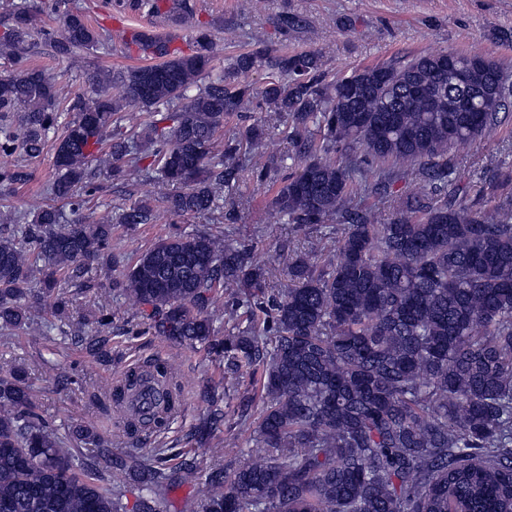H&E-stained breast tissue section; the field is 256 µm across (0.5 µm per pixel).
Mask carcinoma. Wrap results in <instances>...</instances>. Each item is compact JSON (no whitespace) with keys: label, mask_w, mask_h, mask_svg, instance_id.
Instances as JSON below:
<instances>
[{"label":"carcinoma","mask_w":512,"mask_h":512,"mask_svg":"<svg viewBox=\"0 0 512 512\" xmlns=\"http://www.w3.org/2000/svg\"><path fill=\"white\" fill-rule=\"evenodd\" d=\"M60 27L47 29L25 9L0 29V156L36 158L56 141L50 191L71 207L31 209L25 224L0 225V326L22 327L49 299L58 315L62 285L90 289L112 267V228L156 219L148 199H132L115 222L79 214L77 192L103 176L124 182L152 172L185 189L166 198L173 216L224 210V187L238 171L248 127L224 151L215 144L224 117L271 110L292 122L293 170L273 198L289 224L344 225L323 265L291 258V288L271 298L267 318L254 306L267 291L264 266L246 250L206 233L172 234L143 252L122 292L152 308L158 331L224 354L227 369L260 377L256 433L262 455L196 484L202 512H512V191L471 208L448 185V150L495 131L512 106L501 67L477 54L475 82L448 79L445 52L393 58L326 80L320 56L266 45L212 74L210 35L187 53L149 38L156 63L117 78L95 75L68 95L64 76L31 64L40 45L58 58L99 47L86 15L68 0H44ZM268 70L254 86L255 70ZM126 107L152 113L134 137L117 132ZM22 113V132L13 128ZM344 144L364 158L416 171L421 191L399 198L382 224L360 206L356 163L328 154ZM20 165L0 167V183L25 180ZM228 294L251 325L217 336V298ZM151 429L166 430L184 386L169 365ZM141 370L123 372L110 398L140 387ZM216 409L195 429L219 431ZM69 434L102 442L91 423ZM83 454L38 411L25 371L0 375V512H125L124 491L81 468ZM126 470L140 487L138 512H157L166 467L137 456Z\"/></svg>","instance_id":"carcinoma-1"}]
</instances>
